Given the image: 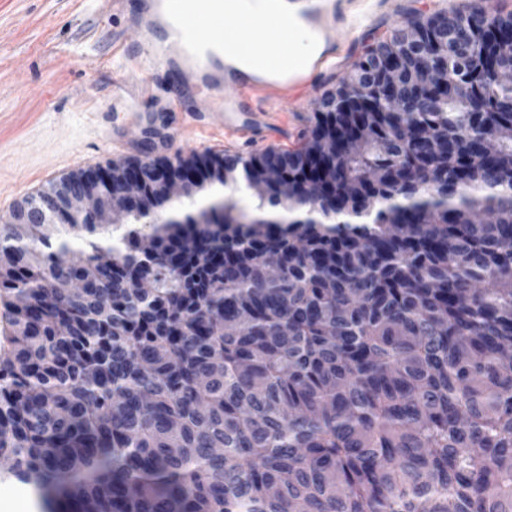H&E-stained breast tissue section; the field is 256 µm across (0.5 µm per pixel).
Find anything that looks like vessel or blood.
<instances>
[{"label":"vessel or blood","mask_w":512,"mask_h":512,"mask_svg":"<svg viewBox=\"0 0 512 512\" xmlns=\"http://www.w3.org/2000/svg\"><path fill=\"white\" fill-rule=\"evenodd\" d=\"M277 12L268 17L267 27H258L256 15L248 10L224 12L214 0H139L129 21L140 34L142 51L138 67L144 76L162 69L182 75V94L191 98L209 96L223 108L227 137L255 142L266 121L261 110L251 109L259 95L296 104L313 82V71L325 67L339 49L338 35L355 17V0H272ZM301 22L302 42L322 46L310 72L292 69L287 57L271 59L265 73L238 68L233 58L243 48H255L278 30L281 12ZM221 40L226 54L210 51Z\"/></svg>","instance_id":"obj_1"}]
</instances>
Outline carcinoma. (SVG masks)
<instances>
[{"label": "carcinoma", "mask_w": 512, "mask_h": 512, "mask_svg": "<svg viewBox=\"0 0 512 512\" xmlns=\"http://www.w3.org/2000/svg\"><path fill=\"white\" fill-rule=\"evenodd\" d=\"M444 19L412 23L402 111L192 156L236 182L205 210L0 225V459L41 512H512V16L462 58ZM353 83L374 49L326 100Z\"/></svg>", "instance_id": "cac0c4a2"}]
</instances>
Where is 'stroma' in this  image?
<instances>
[{
    "mask_svg": "<svg viewBox=\"0 0 512 512\" xmlns=\"http://www.w3.org/2000/svg\"><path fill=\"white\" fill-rule=\"evenodd\" d=\"M136 6L137 0H0L1 216L65 174L142 157L147 126L161 134L154 149L159 157L299 149L323 96L399 25L457 9H478L490 19L512 14V0H360L359 22L341 34L337 57L301 104L283 120L276 106L262 101L269 127L262 142L245 145L225 140L214 101L182 98L178 72L155 75L137 99L119 93L121 80L140 77V48L127 25ZM127 112L148 113L147 126L125 122Z\"/></svg>",
    "mask_w": 512,
    "mask_h": 512,
    "instance_id": "1",
    "label": "stroma"
}]
</instances>
